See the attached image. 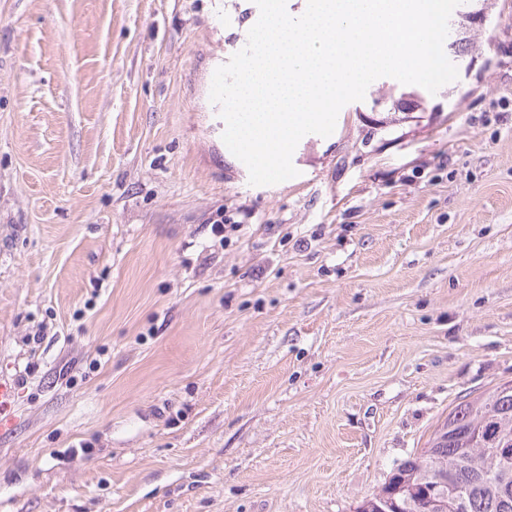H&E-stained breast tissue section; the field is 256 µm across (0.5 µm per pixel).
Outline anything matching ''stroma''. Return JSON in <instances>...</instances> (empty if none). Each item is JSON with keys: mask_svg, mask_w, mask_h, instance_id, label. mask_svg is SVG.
<instances>
[{"mask_svg": "<svg viewBox=\"0 0 512 512\" xmlns=\"http://www.w3.org/2000/svg\"><path fill=\"white\" fill-rule=\"evenodd\" d=\"M253 186L254 0H0V512H355L512 380V0ZM241 223L220 234L216 221Z\"/></svg>", "mask_w": 512, "mask_h": 512, "instance_id": "35a3bbf8", "label": "stroma"}]
</instances>
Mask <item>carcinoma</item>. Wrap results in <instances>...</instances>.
<instances>
[{"mask_svg": "<svg viewBox=\"0 0 512 512\" xmlns=\"http://www.w3.org/2000/svg\"><path fill=\"white\" fill-rule=\"evenodd\" d=\"M495 448H512V381L461 397L425 448L396 465L382 489H401L396 500L402 512H426L424 489L440 465L446 481L441 500L448 502L450 484L462 493L454 510L442 512H512Z\"/></svg>", "mask_w": 512, "mask_h": 512, "instance_id": "1", "label": "carcinoma"}]
</instances>
